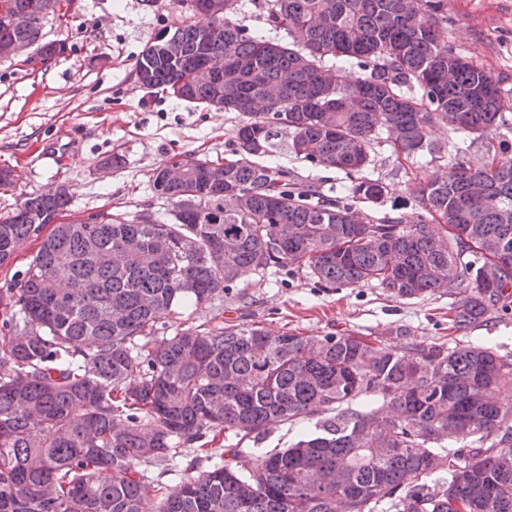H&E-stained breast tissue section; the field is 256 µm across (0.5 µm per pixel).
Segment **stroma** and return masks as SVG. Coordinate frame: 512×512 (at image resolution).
Wrapping results in <instances>:
<instances>
[{
    "label": "stroma",
    "instance_id": "stroma-1",
    "mask_svg": "<svg viewBox=\"0 0 512 512\" xmlns=\"http://www.w3.org/2000/svg\"><path fill=\"white\" fill-rule=\"evenodd\" d=\"M205 21L185 0H74L66 14L45 16L44 38L64 41L63 56L0 59V168L14 174L10 186L0 187V216L11 214L28 194L62 186L75 217L107 211L131 219L150 212L171 220V202L152 188L154 170L184 152L223 162L242 118L144 89L135 61L163 27ZM446 27L456 52L512 88V0H448ZM429 139L442 144L441 153L404 159L387 144L375 147L364 174L387 185L388 193L377 203L354 202V209L418 223L423 211L409 195V184L448 169L455 156L456 138L447 126L433 127ZM289 141L288 131H280L276 151L264 157V164L288 169L297 186L324 196H335L340 185L349 183L347 171L296 157ZM463 149L475 166L489 161L493 149L512 157V112L504 113L486 138L464 141ZM452 303L448 295L396 298L375 286L323 288L304 274L272 268L246 273L222 300L176 309L161 316L159 324L167 336L207 320L217 325L254 322L273 332L304 336H379L398 347L477 343L512 356V307L492 308L484 322L458 330L450 322ZM314 426L311 419L275 425L258 442L229 434L223 444L241 446L239 459L247 463L267 449L288 447Z\"/></svg>",
    "mask_w": 512,
    "mask_h": 512
}]
</instances>
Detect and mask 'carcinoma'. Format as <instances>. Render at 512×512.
Returning <instances> with one entry per match:
<instances>
[{
    "instance_id": "1",
    "label": "carcinoma",
    "mask_w": 512,
    "mask_h": 512,
    "mask_svg": "<svg viewBox=\"0 0 512 512\" xmlns=\"http://www.w3.org/2000/svg\"><path fill=\"white\" fill-rule=\"evenodd\" d=\"M33 27L0 22V42L32 40L64 0H11ZM215 4L211 26L163 28L135 72L146 89L177 86L212 106L202 73L224 62V111L243 123L211 180L193 153V194L165 181L173 220L100 213L59 222L56 188L0 218V266L39 242L23 279L0 293V512H512V362L487 347L397 348L354 333L301 336L255 323L204 321L158 335L160 316L221 298L244 271L305 269L322 288L374 284L402 299L458 298L466 329L512 288V159L458 161L408 188L432 223L360 218L350 201L378 202L357 177L334 200L312 201L290 172L257 158L289 150L322 167L363 172L380 140L407 158L441 147L436 124L481 139L512 111V90L452 51L440 28L448 0H275L273 30L303 23L288 44ZM280 92L266 111L250 104ZM361 402L363 409L352 404ZM322 419L251 469L224 433L259 439L271 424ZM456 449L443 446L446 441ZM193 449L175 485L143 462L170 465Z\"/></svg>"
}]
</instances>
